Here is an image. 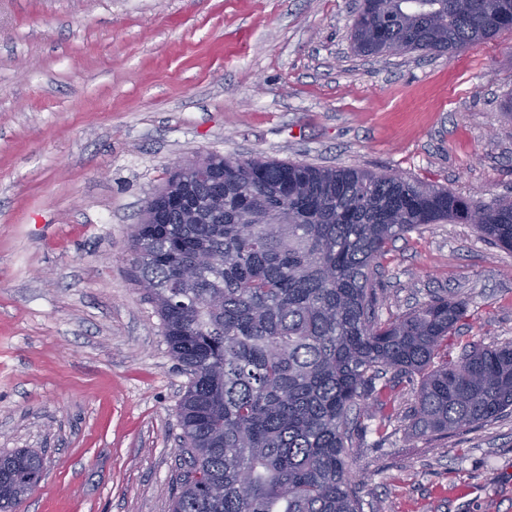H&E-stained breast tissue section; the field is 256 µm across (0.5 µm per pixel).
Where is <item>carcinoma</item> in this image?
Returning a JSON list of instances; mask_svg holds the SVG:
<instances>
[{"mask_svg": "<svg viewBox=\"0 0 512 512\" xmlns=\"http://www.w3.org/2000/svg\"><path fill=\"white\" fill-rule=\"evenodd\" d=\"M512 30V0H362L363 56L458 52ZM224 177V223L143 216L131 268L190 375L178 405L187 469L173 512H363L348 468L349 415L418 374L410 417L431 438L512 409V342L434 365L465 300L433 296L378 319V260L423 224L470 223L512 251V200L492 205L357 168L254 157L198 160ZM246 212L251 223H239ZM40 456L0 457V512L40 477Z\"/></svg>", "mask_w": 512, "mask_h": 512, "instance_id": "1", "label": "carcinoma"}]
</instances>
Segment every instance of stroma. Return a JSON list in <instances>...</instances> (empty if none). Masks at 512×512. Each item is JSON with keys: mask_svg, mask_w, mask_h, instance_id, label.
I'll list each match as a JSON object with an SVG mask.
<instances>
[{"mask_svg": "<svg viewBox=\"0 0 512 512\" xmlns=\"http://www.w3.org/2000/svg\"><path fill=\"white\" fill-rule=\"evenodd\" d=\"M354 0H0V455L37 452L14 512H171L188 376L133 280L130 237L173 163L356 167L512 199V32L364 58ZM381 318L430 295L449 335L512 341V252L470 224L394 240ZM383 390L352 428L363 512H512V413L434 440Z\"/></svg>", "mask_w": 512, "mask_h": 512, "instance_id": "35a3bbf8", "label": "stroma"}]
</instances>
